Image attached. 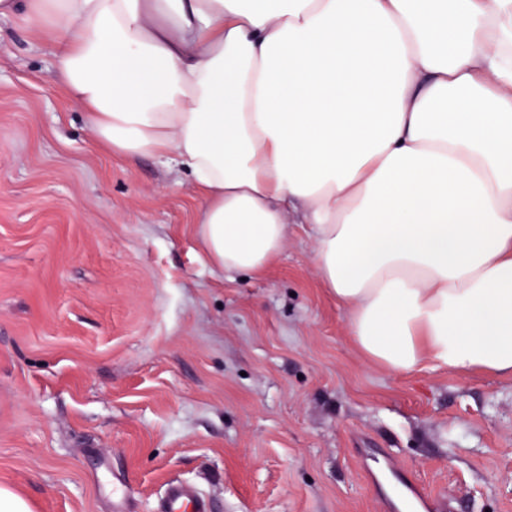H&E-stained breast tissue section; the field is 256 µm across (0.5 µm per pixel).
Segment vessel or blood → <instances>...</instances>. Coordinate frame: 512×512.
Returning a JSON list of instances; mask_svg holds the SVG:
<instances>
[{
  "label": "vessel or blood",
  "mask_w": 512,
  "mask_h": 512,
  "mask_svg": "<svg viewBox=\"0 0 512 512\" xmlns=\"http://www.w3.org/2000/svg\"><path fill=\"white\" fill-rule=\"evenodd\" d=\"M358 456L372 481H381L393 488L392 493L380 496L383 512H413L415 504L427 501L423 487L400 470L384 449L373 452L362 448ZM430 504L433 512H449L450 505L446 501L435 500ZM159 512H213V509L194 485L176 481L168 485Z\"/></svg>",
  "instance_id": "b4317fda"
}]
</instances>
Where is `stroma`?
<instances>
[{
    "label": "stroma",
    "instance_id": "35a3bbf8",
    "mask_svg": "<svg viewBox=\"0 0 512 512\" xmlns=\"http://www.w3.org/2000/svg\"><path fill=\"white\" fill-rule=\"evenodd\" d=\"M49 37L0 21V487L31 512H381L387 448L456 512H512V378L387 373L307 225L260 278L207 265L179 167L100 148ZM159 512H214L209 500L194 486L183 482H171Z\"/></svg>",
    "mask_w": 512,
    "mask_h": 512
}]
</instances>
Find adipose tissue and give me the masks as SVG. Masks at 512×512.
Wrapping results in <instances>:
<instances>
[{"label": "adipose tissue", "mask_w": 512, "mask_h": 512, "mask_svg": "<svg viewBox=\"0 0 512 512\" xmlns=\"http://www.w3.org/2000/svg\"><path fill=\"white\" fill-rule=\"evenodd\" d=\"M112 156L172 161L227 273L289 218L390 373L512 378V0H0Z\"/></svg>", "instance_id": "ef3b65f1"}]
</instances>
